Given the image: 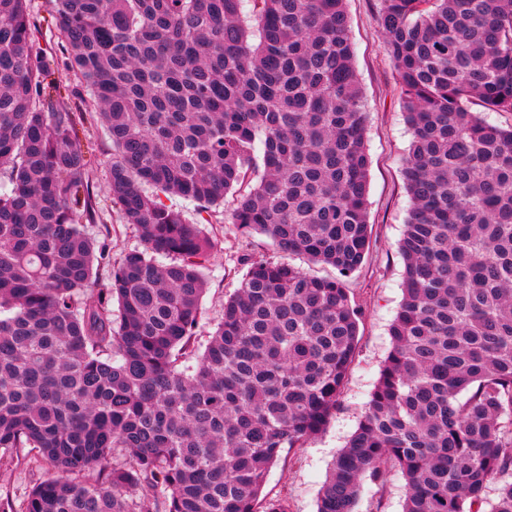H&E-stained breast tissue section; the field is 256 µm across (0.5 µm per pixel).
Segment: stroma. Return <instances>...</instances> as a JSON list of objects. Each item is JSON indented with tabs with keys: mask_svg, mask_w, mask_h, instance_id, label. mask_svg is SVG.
I'll return each instance as SVG.
<instances>
[{
	"mask_svg": "<svg viewBox=\"0 0 512 512\" xmlns=\"http://www.w3.org/2000/svg\"><path fill=\"white\" fill-rule=\"evenodd\" d=\"M379 0H347L350 41L369 113L365 146L370 160L368 220L370 249L362 268L347 281L360 322V339L340 405L324 430L296 451L283 453L267 474L263 493L283 499L288 512H316L317 497L332 463L346 446L365 412L384 361L391 349L389 326L403 298L404 260L398 244L410 208L402 176L410 134L404 120L400 90L388 56L379 17ZM35 47L49 61L60 85L53 100L73 113L85 153L93 219L85 230L94 239L108 240L113 259L142 249L136 229L124 223L109 192L112 141L90 112V94L80 78L65 71L60 35L52 23L54 0H27ZM167 203L191 219L202 218V228L214 250L204 270L207 291L202 299L199 342H206L223 315L225 300L239 286L244 258L281 260L283 254L265 236L246 234L233 224L232 200L198 214L195 203L180 197ZM51 468L33 456L0 464V501L10 502L12 512H23L36 483L52 477ZM406 494L400 473L388 474L384 486L364 480L356 512H402Z\"/></svg>",
	"mask_w": 512,
	"mask_h": 512,
	"instance_id": "stroma-1",
	"label": "stroma"
}]
</instances>
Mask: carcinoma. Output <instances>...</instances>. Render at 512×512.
I'll return each mask as SVG.
<instances>
[{"label": "carcinoma", "instance_id": "carcinoma-1", "mask_svg": "<svg viewBox=\"0 0 512 512\" xmlns=\"http://www.w3.org/2000/svg\"><path fill=\"white\" fill-rule=\"evenodd\" d=\"M379 2L411 132L404 297L317 512H355L390 470L403 512H481L491 486L512 512V125L482 116L512 113V0ZM54 18L144 249L114 266L84 232L74 119L36 109L48 64L26 0H0V460L28 448L56 473L23 512H288L266 477L336 411L370 245L345 0H55ZM229 193L244 232L337 275L243 259L201 348L213 245L164 198L201 214Z\"/></svg>", "mask_w": 512, "mask_h": 512}]
</instances>
